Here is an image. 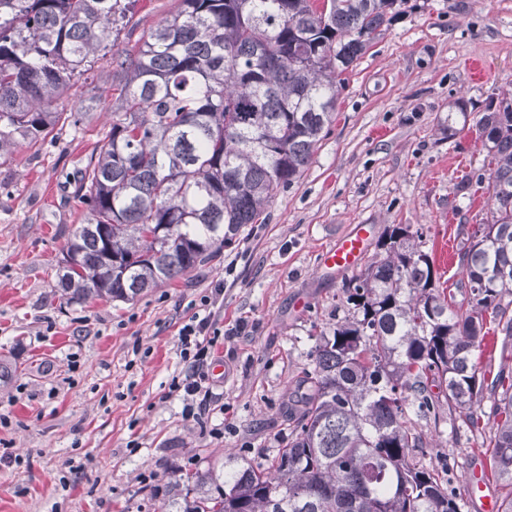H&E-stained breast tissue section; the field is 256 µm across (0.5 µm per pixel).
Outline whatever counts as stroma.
<instances>
[{
	"label": "stroma",
	"mask_w": 512,
	"mask_h": 512,
	"mask_svg": "<svg viewBox=\"0 0 512 512\" xmlns=\"http://www.w3.org/2000/svg\"><path fill=\"white\" fill-rule=\"evenodd\" d=\"M177 6L137 0L114 52L134 53ZM475 52L491 63L480 84L464 67ZM510 90L512 0H407L349 73L312 164L263 222L187 279L129 302L69 304L56 273L88 215L72 181L112 124L111 59L95 60L51 106L81 121L0 160V362L12 369L0 380V512H158L180 474L274 454L315 340L344 310V276L320 253L352 225L374 241L395 224L424 225L441 287L464 301L445 250L490 218L485 194L461 184L488 162L476 120ZM458 153L462 165H449ZM219 285L211 311L223 334L197 423L169 384L185 370L179 329ZM239 322L244 332L225 336ZM421 426L418 456L447 465L461 512H479L466 489L490 449L466 416Z\"/></svg>",
	"instance_id": "obj_1"
}]
</instances>
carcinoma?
Here are the masks:
<instances>
[{"mask_svg": "<svg viewBox=\"0 0 512 512\" xmlns=\"http://www.w3.org/2000/svg\"><path fill=\"white\" fill-rule=\"evenodd\" d=\"M136 0H0V159L66 118L50 112ZM403 0H179L133 55L113 58L112 125L83 167L88 218L58 270L68 303L133 301L182 278L255 224L312 164L336 99ZM491 220L458 249L457 306L420 224H396L343 285L349 315L321 332L285 447L176 482L165 512H459L408 425L489 390L498 481L512 487V372L473 359L487 324L512 337V95L475 123Z\"/></svg>", "mask_w": 512, "mask_h": 512, "instance_id": "cac0c4a2", "label": "carcinoma"}]
</instances>
